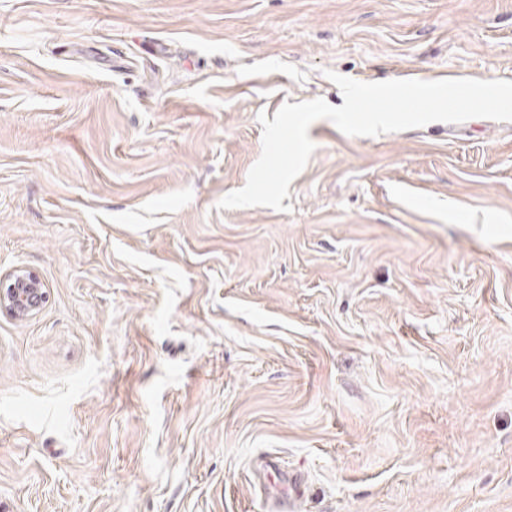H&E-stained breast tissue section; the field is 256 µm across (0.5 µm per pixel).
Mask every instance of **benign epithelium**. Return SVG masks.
I'll return each instance as SVG.
<instances>
[{
	"label": "benign epithelium",
	"mask_w": 512,
	"mask_h": 512,
	"mask_svg": "<svg viewBox=\"0 0 512 512\" xmlns=\"http://www.w3.org/2000/svg\"><path fill=\"white\" fill-rule=\"evenodd\" d=\"M47 286L32 269L16 266L0 274V312L23 319L41 311Z\"/></svg>",
	"instance_id": "7a95c632"
}]
</instances>
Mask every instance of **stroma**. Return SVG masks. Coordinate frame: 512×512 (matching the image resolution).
Segmentation results:
<instances>
[{
	"instance_id": "stroma-1",
	"label": "stroma",
	"mask_w": 512,
	"mask_h": 512,
	"mask_svg": "<svg viewBox=\"0 0 512 512\" xmlns=\"http://www.w3.org/2000/svg\"><path fill=\"white\" fill-rule=\"evenodd\" d=\"M330 70L512 81V0H0V512H512V122L218 206ZM47 299V286L32 269L16 266L0 274V312L23 319L36 315Z\"/></svg>"
}]
</instances>
